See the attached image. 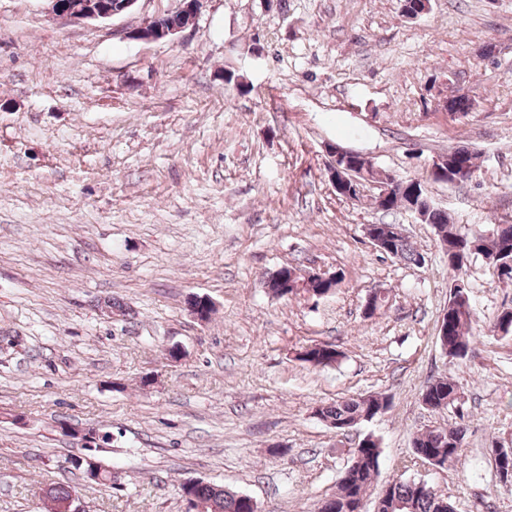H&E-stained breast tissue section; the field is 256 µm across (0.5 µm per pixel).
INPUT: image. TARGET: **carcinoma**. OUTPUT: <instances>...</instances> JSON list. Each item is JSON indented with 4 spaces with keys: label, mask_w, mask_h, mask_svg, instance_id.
<instances>
[{
    "label": "carcinoma",
    "mask_w": 512,
    "mask_h": 512,
    "mask_svg": "<svg viewBox=\"0 0 512 512\" xmlns=\"http://www.w3.org/2000/svg\"><path fill=\"white\" fill-rule=\"evenodd\" d=\"M419 206L423 223L433 227L442 250L448 254V278L464 280L467 268L475 257L487 258L497 255V260L512 256V224H497L492 232L463 233L448 220V213L437 208L425 194L410 197L397 191L387 204L379 207L388 211L399 205ZM379 231L389 235L386 255L392 259L417 264L423 255L409 241L408 237L389 230L382 224ZM337 285L330 280L309 282L306 288H290L288 294L304 292L321 298ZM441 320L448 321V333L439 337L445 356L453 361L467 356L470 350L472 329L475 321L473 306L468 289H463L448 299V310ZM340 352L331 344L316 343L302 348L298 358L313 367L331 366L338 361ZM432 411L447 409L459 401V385L451 375L440 376L426 385L422 392ZM379 396H359L338 400L318 408V414L336 429L352 428L359 422L374 415L380 406ZM467 427L459 424L453 428H433L414 437V456L424 462L431 458L449 453H458L466 435ZM382 455L379 440L359 442L352 452L357 459L349 482L338 483L336 493L323 501L319 512H346L349 503L361 501L367 492L374 488L379 474ZM192 495L200 501L204 512H250L246 496L210 483L198 482L191 489ZM409 504L410 512H454L453 506L434 491H426L415 479L394 480L388 484V491L380 502L378 512H400L397 504Z\"/></svg>",
    "instance_id": "carcinoma-1"
}]
</instances>
